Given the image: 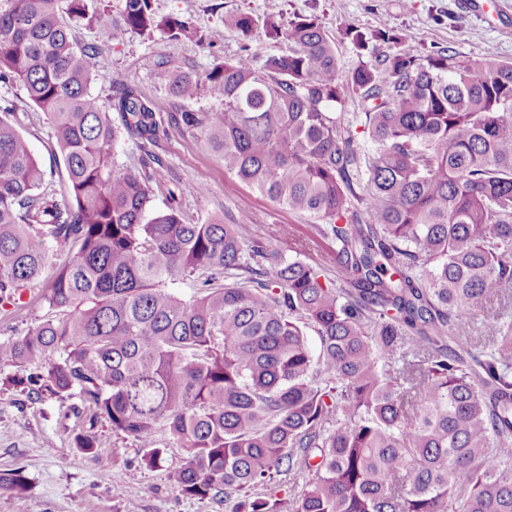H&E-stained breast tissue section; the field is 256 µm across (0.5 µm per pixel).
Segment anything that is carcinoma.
I'll use <instances>...</instances> for the list:
<instances>
[{
    "mask_svg": "<svg viewBox=\"0 0 512 512\" xmlns=\"http://www.w3.org/2000/svg\"><path fill=\"white\" fill-rule=\"evenodd\" d=\"M6 2L0 83L21 85L53 127L69 198L47 187L16 104L1 102L0 298L37 281L50 251L72 256L46 287L44 321L0 341L1 362L44 373L0 383L79 391L89 424L133 436L148 467L166 431L186 454L170 484L224 499L225 512H512V320L487 352L465 336L512 288V61L421 55L389 29L348 30L362 50H395H369L345 75L317 18L269 20L286 53L260 68L253 52L216 64L206 80L223 110L163 116L127 78L106 102L93 96L99 48L71 41L58 0ZM65 11L102 23L88 0ZM104 30L197 37L150 0H124ZM154 66L172 97H197L198 78L165 56ZM356 98L361 111L345 112ZM168 126L310 219L335 267L247 244L239 224L186 218L182 197L205 194L200 184L154 207L167 169L152 147ZM120 133L142 151L135 171L115 160ZM188 278L186 299L173 285ZM75 442L102 451L92 433ZM291 472L306 477L297 498L277 480ZM0 487L24 492L22 470Z\"/></svg>",
    "mask_w": 512,
    "mask_h": 512,
    "instance_id": "cac0c4a2",
    "label": "carcinoma"
}]
</instances>
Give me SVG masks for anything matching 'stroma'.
I'll return each instance as SVG.
<instances>
[{
	"mask_svg": "<svg viewBox=\"0 0 512 512\" xmlns=\"http://www.w3.org/2000/svg\"><path fill=\"white\" fill-rule=\"evenodd\" d=\"M157 15L188 19L199 40L171 41L160 32L128 34L123 41H109L104 29L85 21H70L71 34L81 45L100 49L94 61L96 80L92 93L100 100L112 94V79L123 76L134 81L158 111L181 107L196 112L223 108V100L209 88L197 99L180 104L154 67L157 57L171 59L179 70L205 77L212 67L256 49L260 58L280 55L287 42L267 37L264 22L276 17L281 23L301 16L316 17L336 42V55L343 71L360 61L359 50L346 37L347 29L365 33L384 26L403 34L406 46L420 54L445 47L470 58L512 60V0H492L489 14L472 12L466 0H152ZM246 13L254 20L249 35L228 23L230 17ZM0 98L14 101L23 111L21 132L42 164L46 179L57 195L67 191V175L61 159L55 158V137L44 114L27 104L19 85H0ZM169 175L168 183L154 187L153 204L164 207L171 190L201 183L202 196L184 195L183 209L190 219L217 218L239 224L247 237L258 238L273 248L287 250L288 232H306L308 224L287 208L224 170L223 159L200 140L168 128L155 147ZM68 260L67 253L54 252L41 280L27 292L25 302L0 300V339L35 328L48 313L43 298L46 281ZM91 414L79 395L59 399L36 398L15 390H0V474L21 468L27 478L24 495L0 488V512H224L219 500L183 497L166 479V470L181 465L183 451L167 433L159 442L167 454L161 466H143L145 454L132 437L115 434L107 421L94 431L104 447L101 454H83L75 437L86 429ZM140 467L136 479L125 476L127 464Z\"/></svg>",
	"mask_w": 512,
	"mask_h": 512,
	"instance_id": "stroma-1",
	"label": "stroma"
}]
</instances>
